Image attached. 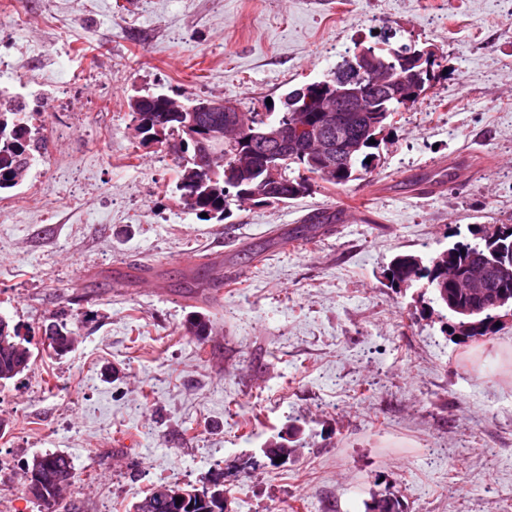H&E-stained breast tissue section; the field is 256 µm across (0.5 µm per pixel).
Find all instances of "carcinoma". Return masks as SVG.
Segmentation results:
<instances>
[{"instance_id": "obj_1", "label": "carcinoma", "mask_w": 512, "mask_h": 512, "mask_svg": "<svg viewBox=\"0 0 512 512\" xmlns=\"http://www.w3.org/2000/svg\"><path fill=\"white\" fill-rule=\"evenodd\" d=\"M399 50L384 37L381 46L375 52L386 61L393 63L396 74L390 77L386 86L385 104L395 109L403 104H415L425 96L432 86L434 75L424 73L418 75L413 68H404L392 52ZM351 60H345L331 70L325 79L327 92L336 95L340 89L360 88L358 83H344L343 79L351 77ZM298 90L293 89L280 101L277 115L270 118H259L255 115L246 116L241 113L242 119L238 140L234 144L220 143V155L213 162L204 165L184 163V154H193L195 143L192 131L187 129L183 121L169 116L167 112H157L156 100L161 97L159 93L145 92L141 95L138 109L143 118L150 125L163 126L164 138L158 146L165 148L174 156L176 162V187L180 195L198 194L194 212L201 214L224 216L227 198L230 191L239 202H248L245 190L259 182L270 162L264 155L262 147L258 146L256 133L272 123H286L292 119L293 102ZM343 118L352 127L354 135L364 138L361 148L350 153L339 149L343 157L339 173H325L319 169L308 154L301 150H294L288 157L279 160L281 173L279 182L274 186L269 196L256 200L258 204L285 203L296 199L313 190L317 181H322L334 188L344 187L349 182L358 179L361 174H368L374 165L366 159L376 157L373 150L379 148L381 141L370 143L371 134L367 128L375 123L380 126L391 125V115L385 112H345ZM40 142L34 138L26 122L17 117L15 112L0 111V190L9 189L20 184L26 177L30 157L33 151L39 149ZM504 244L512 246V224H496L491 232H484L478 242H457L448 248V260L444 264L435 263V257L423 259L416 254H402L391 263L389 274L392 279L399 277H414L416 280H427V284L434 291V300L437 303H446L448 297H453L456 306L464 311L480 308V302L468 292L456 291L448 285L443 269L452 267L456 269L459 277L463 278L474 268H485L486 284L488 290L499 292L506 290L512 293V280L502 281L493 269L488 267L486 258L493 255L495 248ZM476 322L468 338L476 339L492 334L495 330V313L481 311L472 315ZM209 330V320L203 315L192 316L186 324V331L192 336H204ZM49 346L57 353L69 349V341L74 332L64 325L53 326L46 331ZM19 332L12 328L9 322L0 318V381L5 383L29 369L31 351L18 341ZM296 449L288 444L275 442L264 449V457L269 465H276L275 459L281 457L288 459ZM73 465L69 457L59 453H46L40 455V463L36 470L22 468V479L25 493L30 501L48 510L61 512L62 498L58 497L55 489L64 486L72 478ZM133 512H171L165 502L143 497L133 503ZM193 512H224V483L216 481L213 490L202 491V496L195 497ZM368 512H401L398 499L380 497L372 499L368 505Z\"/></svg>"}]
</instances>
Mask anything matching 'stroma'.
<instances>
[{
  "label": "stroma",
  "mask_w": 512,
  "mask_h": 512,
  "mask_svg": "<svg viewBox=\"0 0 512 512\" xmlns=\"http://www.w3.org/2000/svg\"><path fill=\"white\" fill-rule=\"evenodd\" d=\"M385 35L431 48L436 78L345 188L208 220L179 204L173 156L131 134L135 91L265 113ZM25 42L41 53L17 80L83 109L47 113L45 163L0 192V316L32 353L0 383L8 512H40L21 467L53 452L74 467L67 512L217 473L227 512H367L381 494L512 512V318L462 342L424 282L387 278L397 254L512 221V0H0V54ZM462 164L470 183L448 176ZM318 212L335 223L296 240ZM205 257L233 287H206ZM194 314L209 335L187 334ZM60 322L78 339L58 355ZM288 434L296 454L264 464Z\"/></svg>",
  "instance_id": "35a3bbf8"
}]
</instances>
